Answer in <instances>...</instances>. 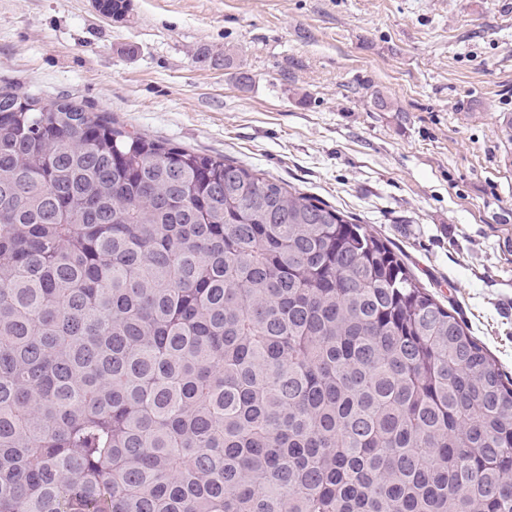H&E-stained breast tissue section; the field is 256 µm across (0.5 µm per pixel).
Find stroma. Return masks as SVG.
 Segmentation results:
<instances>
[{
	"mask_svg": "<svg viewBox=\"0 0 512 512\" xmlns=\"http://www.w3.org/2000/svg\"><path fill=\"white\" fill-rule=\"evenodd\" d=\"M3 86L352 214L512 374V0H0Z\"/></svg>",
	"mask_w": 512,
	"mask_h": 512,
	"instance_id": "stroma-1",
	"label": "stroma"
}]
</instances>
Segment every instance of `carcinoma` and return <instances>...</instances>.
<instances>
[{"label": "carcinoma", "instance_id": "carcinoma-1", "mask_svg": "<svg viewBox=\"0 0 512 512\" xmlns=\"http://www.w3.org/2000/svg\"><path fill=\"white\" fill-rule=\"evenodd\" d=\"M0 512H512V377L353 217L1 88Z\"/></svg>", "mask_w": 512, "mask_h": 512}]
</instances>
